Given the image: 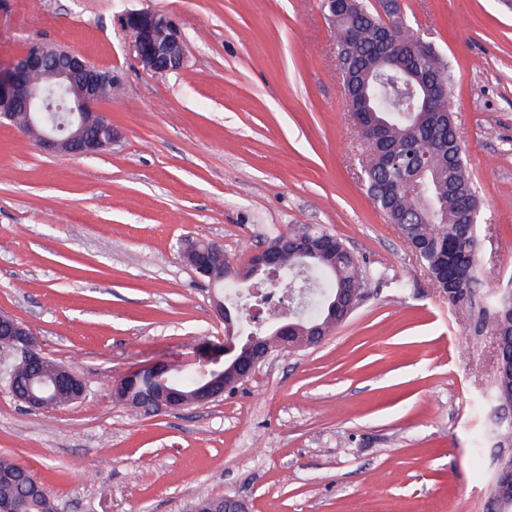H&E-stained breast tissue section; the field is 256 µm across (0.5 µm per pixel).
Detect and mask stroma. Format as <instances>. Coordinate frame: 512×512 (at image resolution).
Wrapping results in <instances>:
<instances>
[{
  "label": "stroma",
  "instance_id": "1",
  "mask_svg": "<svg viewBox=\"0 0 512 512\" xmlns=\"http://www.w3.org/2000/svg\"><path fill=\"white\" fill-rule=\"evenodd\" d=\"M168 16L179 71L134 58L122 21ZM448 63L477 191L485 292L512 289V0H400ZM33 41L118 78L98 109L119 134L95 157L46 154L0 123V314L74 368L84 399L49 412L0 378V456L58 512H489L512 442L490 325L448 301L366 193L336 39L321 0H0V63ZM300 224L338 235L370 275L365 301L316 346L275 351L205 405L150 413L112 385L224 342L185 240L248 249Z\"/></svg>",
  "mask_w": 512,
  "mask_h": 512
}]
</instances>
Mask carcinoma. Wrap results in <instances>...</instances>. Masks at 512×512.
<instances>
[{
  "instance_id": "obj_1",
  "label": "carcinoma",
  "mask_w": 512,
  "mask_h": 512,
  "mask_svg": "<svg viewBox=\"0 0 512 512\" xmlns=\"http://www.w3.org/2000/svg\"><path fill=\"white\" fill-rule=\"evenodd\" d=\"M354 3L349 14L336 17L333 26L338 35L356 27L359 39L355 51L345 54V77L353 86L365 82L368 95L376 98L382 108L367 114L369 130L375 133L368 148L376 153L373 165L364 174L369 196L390 223L398 226L404 244L425 266L435 286L450 291L448 300L453 304L478 309L481 321L490 322L502 354L512 356V292L497 295L489 308L486 296L478 291V218L468 222L469 214L478 213V200L463 147L455 142L448 116L408 111L410 102L401 92V80L418 70L448 81V64L437 60L432 64L422 62L397 47L385 67V78L378 81L367 75L381 53L376 41L380 13L363 0ZM418 151L428 154L424 173L415 166L391 161L395 152L408 155ZM288 234L293 239H334L336 255L328 262L294 251L282 256L283 271L289 277L304 272L310 279L319 278L314 313L308 319L290 321L294 335L305 337L314 328L328 333L345 320L348 292L366 288L368 273L339 237L317 225L290 229ZM59 368L60 364L48 358L37 369L20 359L13 366L14 390L50 382ZM201 383L192 366L179 365L167 374V386L186 399L194 397ZM496 397L502 404L512 405L511 372H498ZM5 500L20 501L19 512H57L43 483L25 467L1 458L0 502Z\"/></svg>"
}]
</instances>
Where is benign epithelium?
Returning a JSON list of instances; mask_svg holds the SVG:
<instances>
[{
    "label": "benign epithelium",
    "instance_id": "1",
    "mask_svg": "<svg viewBox=\"0 0 512 512\" xmlns=\"http://www.w3.org/2000/svg\"><path fill=\"white\" fill-rule=\"evenodd\" d=\"M390 17L383 18L380 28V42L384 47L398 44L399 25L394 16L400 12L396 0L388 2ZM124 28L130 37L129 46L136 59L156 73H170L181 70L185 64L186 48L181 32L166 16L151 12H131L125 16ZM408 52L427 60L436 54L435 47L417 34L405 43ZM115 84L109 69L99 67L77 51L51 46L42 42L29 43L24 51L6 66L0 65V120L12 121V114L18 109L26 112H65L67 119L60 120L50 131L39 133L35 145L42 151L69 153L81 156H96L110 147L116 139L112 123L96 111V106ZM408 86L418 91L422 112H451L448 84L434 85L430 81H408ZM297 242L283 234L273 242L252 252L250 268L253 275H263L266 280L254 284L250 292L261 294V289L282 282L281 256L287 249L296 247ZM186 263L202 278L212 276L213 269L224 266V271L234 272L235 267L227 255L211 248H202L188 242L183 250ZM217 312L224 319V355L231 356L229 370L236 373L238 380L247 379L259 364L265 362L270 352L261 340L251 335L247 342L238 347L235 339V321L224 304L217 303ZM0 329L14 336L12 349L30 363L44 359L35 348V337L31 329L18 319L0 315ZM220 357L199 352L197 365L204 378L196 403L205 404L222 394L217 387ZM171 364L155 362L141 366L126 374L128 378L157 375L168 371ZM156 411L185 407L175 391L147 396ZM20 402L35 409L45 410L53 406L51 396L45 393H28Z\"/></svg>",
    "mask_w": 512,
    "mask_h": 512
}]
</instances>
